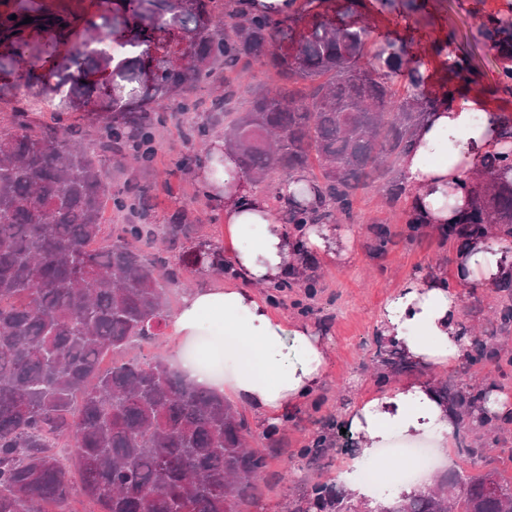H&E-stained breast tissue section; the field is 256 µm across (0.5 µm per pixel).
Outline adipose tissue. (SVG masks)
<instances>
[{
  "mask_svg": "<svg viewBox=\"0 0 512 512\" xmlns=\"http://www.w3.org/2000/svg\"><path fill=\"white\" fill-rule=\"evenodd\" d=\"M478 112L484 115L479 123L473 120ZM497 136V115L487 111L483 94L462 86L442 93L439 106L419 126L413 148L400 160L413 212L429 224L454 223L471 204L461 185L498 149ZM210 153L213 161L200 171L199 181L224 209V233L233 244L230 260L246 285L190 292L173 325L182 335L195 336L202 332L205 316L222 314L225 342L246 341L252 358L226 382L191 363L182 369L191 380L216 391L231 388L241 402L271 417L317 391L327 351L311 325L273 319L267 303L250 286L288 278L296 263L312 253L347 260L352 233L335 224H311L298 236L288 233L223 141H215ZM455 266L457 280L464 284L512 279V254L500 238L473 240L457 254ZM378 331L413 366L452 363L469 345L471 334L461 292L435 273L416 276L385 302ZM345 426L359 443L353 456L357 462L376 459L378 448L394 431L409 439L436 432V444L444 450L455 430L452 414L425 383L349 408Z\"/></svg>",
  "mask_w": 512,
  "mask_h": 512,
  "instance_id": "ef3b65f1",
  "label": "adipose tissue"
}]
</instances>
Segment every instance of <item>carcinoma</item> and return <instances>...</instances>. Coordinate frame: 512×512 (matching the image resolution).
I'll list each match as a JSON object with an SVG mask.
<instances>
[{"mask_svg":"<svg viewBox=\"0 0 512 512\" xmlns=\"http://www.w3.org/2000/svg\"><path fill=\"white\" fill-rule=\"evenodd\" d=\"M0 14V512H72L66 471L53 449L74 443L82 493L100 512H248L263 499L261 482L275 450L246 446L250 430L224 395L200 387L159 359L130 356L153 347L169 317V289L181 270L140 243L155 235L148 190L109 192L101 154L140 168L154 162L157 112L225 71L258 64L288 89H265L224 129V143L248 179L284 182L317 163L324 207L288 208L286 224L349 221L357 191L376 182L411 148L433 101L420 61L406 41L370 39V7L415 14L417 0H288V14L250 0H97L98 20L51 11L45 0H5ZM16 19H11V16ZM32 22L23 23L26 17ZM512 90V20L488 13L480 26ZM119 38L112 52L101 44ZM60 45L69 66L43 72L41 40ZM452 74L461 69L453 37L433 44ZM77 114L95 138L72 128L37 131L33 116ZM472 206L442 227L444 241L492 232L512 240V149L490 153L477 177L461 185ZM138 221L104 237L105 196ZM194 225L177 212L164 243L189 239ZM496 321L512 329V282L491 285ZM477 361L512 366V353L477 342ZM112 355V365L100 359ZM448 393V387H442ZM450 394V393H448ZM490 392L467 382L449 401L459 426L502 429L512 412L489 422ZM318 432L298 452V469L326 456ZM492 475L501 494L490 497ZM504 512L512 483L497 470L447 471L437 492L389 500L377 512ZM333 484L303 488L288 512H355Z\"/></svg>","mask_w":512,"mask_h":512,"instance_id":"1","label":"carcinoma"}]
</instances>
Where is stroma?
I'll list each match as a JSON object with an SVG mask.
<instances>
[{
  "mask_svg": "<svg viewBox=\"0 0 512 512\" xmlns=\"http://www.w3.org/2000/svg\"><path fill=\"white\" fill-rule=\"evenodd\" d=\"M505 0H430L424 18L400 15H373L371 36H399L410 44L411 52L421 59L422 71L428 77L429 93H436L449 73L440 60L431 54L432 42L455 33V47L464 68L472 71L477 80V91L483 93L487 107L494 112L512 114V93L498 82L501 62L494 51L488 49L478 34L487 12L497 9ZM236 95L229 111L242 112L248 106L253 89L273 88L279 81L274 73L260 66L226 76ZM223 126L208 128L206 134L195 135L193 143H185L181 118L167 119L158 138L157 158L153 169L143 181L147 184L170 183V196L154 197L157 223H166L178 210L186 211L197 227L200 241L214 250L224 248V212L205 195L195 174H181L180 160L188 155L207 153L211 141L223 137ZM356 218L350 222L353 233L350 257L339 262L327 256L316 255L307 264L306 273L316 275L318 288L315 295L304 289L291 288L285 302L271 303L273 316L280 320L310 323L320 333L331 351L321 386L310 398L287 407L278 414V438L287 448L286 454L272 459L270 470L276 481L266 491L268 504L279 506L286 512L292 494L304 485L317 482H336L337 476L350 464L357 443L342 434V417L348 407L371 399L388 390L403 388L414 382H433L455 385L466 379L474 386L495 385L499 394L512 399V367L497 369L493 365L442 366L435 368L388 367L387 383H377L369 376L376 367L378 354L386 345L377 334L381 309L386 300L408 280L427 272L441 273L449 287H460L464 296V315L472 328V335L483 340L493 337L495 343L512 349V331L497 332L492 311L497 299L487 285L473 282L458 286L451 262L460 242H442L438 227L423 225L417 238H409L406 221L410 214L405 201L387 205L375 186L359 191L354 205ZM384 226L390 239L384 251L374 252V231ZM192 244L169 252L171 263L182 268L183 283L174 287L170 295L171 308H178L183 295L193 288H210L233 283V276L218 269L197 272L186 256ZM329 437L331 458L320 467L309 471L295 468L294 455L308 445L316 432Z\"/></svg>",
  "mask_w": 512,
  "mask_h": 512,
  "instance_id": "obj_1",
  "label": "stroma"
}]
</instances>
